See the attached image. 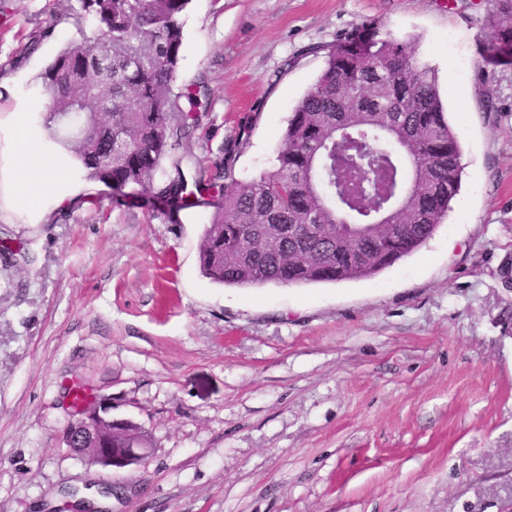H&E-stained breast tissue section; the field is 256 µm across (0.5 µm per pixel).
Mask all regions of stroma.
Here are the masks:
<instances>
[{
  "label": "stroma",
  "mask_w": 512,
  "mask_h": 512,
  "mask_svg": "<svg viewBox=\"0 0 512 512\" xmlns=\"http://www.w3.org/2000/svg\"><path fill=\"white\" fill-rule=\"evenodd\" d=\"M48 0H0V512H501L512 499V65L478 53L495 0H191L178 83L209 86L186 145L248 140L269 169L326 50L370 21L438 80L463 168L436 233L379 274L232 287L203 276L211 209L74 177L35 219L8 194L14 114L83 30L29 47ZM493 97L497 109L482 102ZM140 423L144 466L71 455L67 388Z\"/></svg>",
  "instance_id": "obj_1"
}]
</instances>
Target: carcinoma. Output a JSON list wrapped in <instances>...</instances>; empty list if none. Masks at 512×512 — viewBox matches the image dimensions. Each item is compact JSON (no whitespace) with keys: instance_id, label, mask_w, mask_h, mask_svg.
<instances>
[{"instance_id":"cac0c4a2","label":"carcinoma","mask_w":512,"mask_h":512,"mask_svg":"<svg viewBox=\"0 0 512 512\" xmlns=\"http://www.w3.org/2000/svg\"><path fill=\"white\" fill-rule=\"evenodd\" d=\"M79 8L34 22L30 44L62 19L87 20L100 37L67 43L40 76L38 120L59 156L85 179L163 198L174 209H212L200 246L202 274L235 287L367 278L435 233L459 192L461 147L435 71L410 44L370 22L327 48L325 67L288 117L274 166L235 178L247 139L187 178L156 174L200 127L205 85L175 87L190 0H78ZM483 58L512 64V0H496ZM396 196L381 223L337 244L342 206L359 210Z\"/></svg>"}]
</instances>
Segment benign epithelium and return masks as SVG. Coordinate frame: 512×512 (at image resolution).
<instances>
[{"mask_svg": "<svg viewBox=\"0 0 512 512\" xmlns=\"http://www.w3.org/2000/svg\"><path fill=\"white\" fill-rule=\"evenodd\" d=\"M112 398L89 400L73 412L62 433L69 452L109 474L146 464L150 449L142 447L137 432L141 424L112 414Z\"/></svg>", "mask_w": 512, "mask_h": 512, "instance_id": "1", "label": "benign epithelium"}]
</instances>
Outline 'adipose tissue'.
<instances>
[{
  "instance_id": "ef3b65f1",
  "label": "adipose tissue",
  "mask_w": 512,
  "mask_h": 512,
  "mask_svg": "<svg viewBox=\"0 0 512 512\" xmlns=\"http://www.w3.org/2000/svg\"><path fill=\"white\" fill-rule=\"evenodd\" d=\"M14 156L16 203L41 217L48 208H64L72 202L75 192L68 168L53 161L42 146L39 133L22 118L17 121Z\"/></svg>"
}]
</instances>
